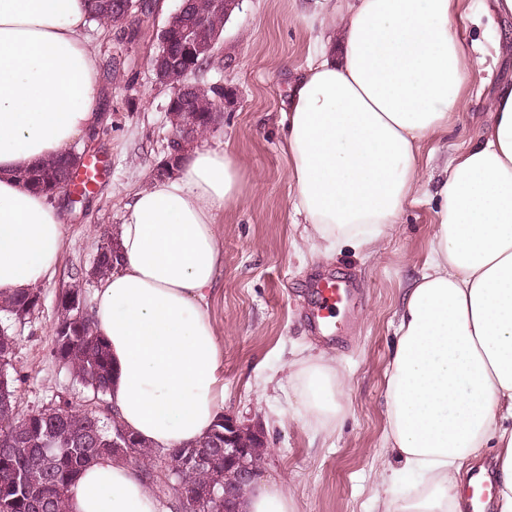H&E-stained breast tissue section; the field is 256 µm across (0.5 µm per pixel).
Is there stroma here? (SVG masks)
Returning <instances> with one entry per match:
<instances>
[{
  "instance_id": "1",
  "label": "stroma",
  "mask_w": 512,
  "mask_h": 512,
  "mask_svg": "<svg viewBox=\"0 0 512 512\" xmlns=\"http://www.w3.org/2000/svg\"><path fill=\"white\" fill-rule=\"evenodd\" d=\"M157 3L142 17L135 41L94 23L87 30L104 95L91 150L107 167L81 202L69 203L62 193L56 197L64 220L61 262L41 286V307L12 327L23 415L61 394L75 401L84 397V388L53 353L58 299L71 285L67 272L78 269L85 293L93 294L96 282L88 272L103 232L121 223L134 193L157 177L170 152L166 108L173 91L156 80L149 58L177 0ZM489 3L462 0L459 31L482 64L447 133L422 146L428 176H436L438 165L476 136L490 117L497 88L512 81V59L497 55L485 26L468 19ZM322 6L323 0H243L224 26L219 63L195 77L202 84L221 83L233 95L218 130L207 133L204 142L230 151L242 175L240 197L224 211V268L211 308L224 329V412L261 424L267 439L262 478L286 482L297 512H372L376 471L399 467L385 437L384 374L404 292L429 253L433 206L427 195H418L398 234L370 255L346 249L325 258L301 240V228L292 222L281 116L288 86L319 34L308 19ZM342 273L353 278L358 301L338 318L337 337L312 334L306 322L315 300L309 281ZM324 350L335 353L349 387L342 420L329 436L300 418L288 376L290 359ZM261 388L267 398L260 403Z\"/></svg>"
}]
</instances>
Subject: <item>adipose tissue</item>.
<instances>
[{
	"label": "adipose tissue",
	"instance_id": "adipose-tissue-1",
	"mask_svg": "<svg viewBox=\"0 0 512 512\" xmlns=\"http://www.w3.org/2000/svg\"><path fill=\"white\" fill-rule=\"evenodd\" d=\"M461 0H351L288 88L283 149L303 241L329 257L374 251L423 184L420 154L465 105L476 66ZM86 0H0V298L41 286L64 241L56 201L20 171L67 153L100 121ZM493 118L446 161L431 195L432 248L408 289L386 372L387 440L411 479L375 512H468V465L495 449L494 506L512 512V83ZM241 173L224 148H193L172 177L135 192L117 229L121 261L93 295L114 363L119 422L154 451L202 440L224 415V336L211 301L224 265V209ZM288 376L307 425L330 433L348 383L335 356L296 357ZM69 512H168L128 464L103 457L68 491ZM240 512H296L281 482Z\"/></svg>",
	"mask_w": 512,
	"mask_h": 512
}]
</instances>
